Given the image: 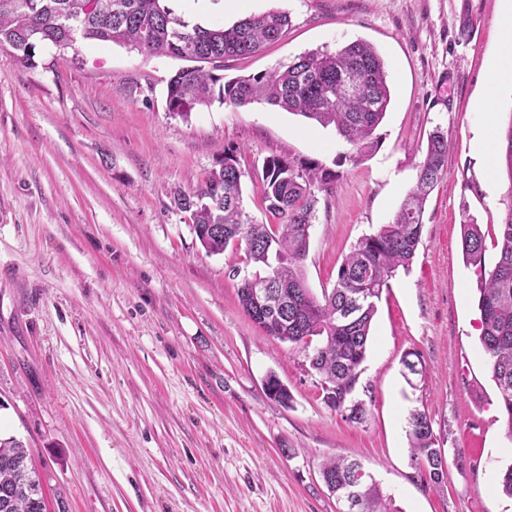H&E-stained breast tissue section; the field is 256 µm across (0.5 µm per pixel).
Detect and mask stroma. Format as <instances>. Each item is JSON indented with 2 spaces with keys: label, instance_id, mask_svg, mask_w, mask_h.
Returning <instances> with one entry per match:
<instances>
[{
  "label": "stroma",
  "instance_id": "35a3bbf8",
  "mask_svg": "<svg viewBox=\"0 0 512 512\" xmlns=\"http://www.w3.org/2000/svg\"><path fill=\"white\" fill-rule=\"evenodd\" d=\"M292 23L232 79L361 39L384 61L391 101L379 144L346 159L334 127L254 103L218 101L189 119L167 110L181 66L108 42L41 44L32 66L0 48V435L23 441L51 512H338L319 466L358 459L394 512H512L497 489L512 440L478 339L476 276L461 249L473 219L494 265L512 181L476 146L485 116L512 123V81L486 96L504 37L499 0H251ZM448 166L423 212L409 269L377 302L355 393L356 423L329 407L297 347L242 310L243 247L206 254L174 204L237 152L243 204L261 199L266 158L333 171L303 261L314 293L343 257L390 223L433 130ZM424 373L405 378V352ZM275 373L291 395L270 400ZM426 413L447 469L441 484L408 456Z\"/></svg>",
  "mask_w": 512,
  "mask_h": 512
}]
</instances>
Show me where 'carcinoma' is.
I'll use <instances>...</instances> for the list:
<instances>
[{
	"label": "carcinoma",
	"mask_w": 512,
	"mask_h": 512,
	"mask_svg": "<svg viewBox=\"0 0 512 512\" xmlns=\"http://www.w3.org/2000/svg\"><path fill=\"white\" fill-rule=\"evenodd\" d=\"M90 0H0V48H9L17 61L32 64L39 43L72 47L77 38L111 42L143 55L188 62L167 85V109L188 119L194 109L213 99L236 107L255 102L317 124L335 128L358 160L377 147L375 131L391 99L384 63L369 43L355 40L334 50L306 52L288 64L257 75L224 80V62L253 55L280 39L290 13L272 9L250 14L230 26L205 27L175 15L166 0H95L98 11L86 9ZM219 95H214V89ZM448 138L436 130L428 137L416 184L394 219L360 239L341 262L331 289L314 295L307 287L302 262L316 219L317 193H332L336 175L320 167L298 168L271 157L263 167L261 186L265 208L281 223L258 224L243 209L244 172L231 150L211 169L203 183L178 193L175 204L189 214L201 247L209 255L229 245H244L247 263L263 268L284 306L277 314L258 308L252 286L241 282L237 297L244 313L267 335L308 354L309 369L321 380L325 402L365 420L364 405L354 398L361 365L366 359L376 301L398 268L413 260L422 234L425 202L447 172ZM498 161L512 183V121L500 138ZM498 261L485 266V235L479 225L466 223L462 251L476 269L479 336L502 411L512 435V204L500 224ZM410 460L424 463L430 480L441 482L442 449L427 415L411 414L407 433ZM22 441L0 437V512H40L43 487L28 464ZM320 470L327 490L343 500L358 489L354 512H391L372 475L356 459L328 458Z\"/></svg>",
	"instance_id": "obj_1"
}]
</instances>
